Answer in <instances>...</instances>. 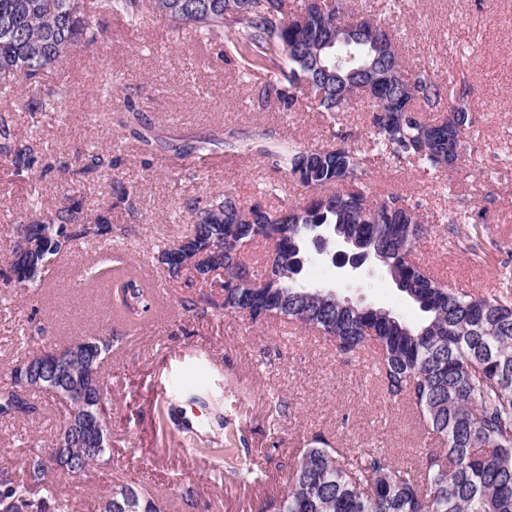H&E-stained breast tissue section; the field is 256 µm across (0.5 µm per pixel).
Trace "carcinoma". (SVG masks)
Masks as SVG:
<instances>
[{"label":"carcinoma","mask_w":512,"mask_h":512,"mask_svg":"<svg viewBox=\"0 0 512 512\" xmlns=\"http://www.w3.org/2000/svg\"><path fill=\"white\" fill-rule=\"evenodd\" d=\"M166 20L213 36L234 28L228 49L243 62L247 77L274 66L288 93L279 100L293 106L303 87L314 91L319 111L334 118L347 111L361 88H373V144L380 152L406 159L428 171L456 166L463 136L476 121L466 91L448 97V115L431 119L444 88L429 77L405 75L397 39L379 45L364 28L377 21L346 0H308L298 11L288 0H149ZM119 16L138 24L144 0H0V80H33L58 67L80 43H94L98 16ZM66 95L48 88L31 111H57ZM146 152L160 146L144 128L131 130ZM250 151L254 142H226L212 136L194 151L223 147ZM275 164L315 193L305 206L281 213L237 208L230 194L194 207L191 229L156 251L154 259L170 277L181 263L203 271L224 268L235 277L245 265L246 241H272L265 267L277 280L262 287L224 285V311L267 310L268 317L297 323L356 355L374 343L378 376L392 400L407 399L419 411L441 447L420 452L415 466H396L380 448H332L314 440L289 469L285 490L264 499L260 512H512V292L472 293L448 287L410 256L426 231L416 209L396 196L372 199L363 187L367 159L345 137L320 149L280 143L262 149ZM0 162L22 176L34 166L33 150L17 142L0 124ZM80 204L69 199L56 211H40L29 224H17L10 271L30 265L29 247L39 241L41 259L67 250L76 240L94 241L112 233L107 218L71 224ZM346 230L359 251L386 258L396 288L425 313L418 324L384 309L367 308L338 296L320 294L300 282L298 258L307 255L314 228ZM113 302L126 314L148 312L150 288L130 277L112 284ZM71 346L84 348L99 362L112 352V337L82 336ZM57 431L46 447L21 461L22 477L0 480V512H66L54 493L56 474L47 458L57 447ZM134 493L133 512H163L147 489L114 485L98 508Z\"/></svg>","instance_id":"carcinoma-1"}]
</instances>
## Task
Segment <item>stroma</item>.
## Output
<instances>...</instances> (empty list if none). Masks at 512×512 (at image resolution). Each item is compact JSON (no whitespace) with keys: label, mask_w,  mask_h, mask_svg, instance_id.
Listing matches in <instances>:
<instances>
[{"label":"stroma","mask_w":512,"mask_h":512,"mask_svg":"<svg viewBox=\"0 0 512 512\" xmlns=\"http://www.w3.org/2000/svg\"><path fill=\"white\" fill-rule=\"evenodd\" d=\"M387 25L405 48L409 71H426L444 89H469L476 121L464 156L453 171L429 172L385 157L366 167L371 198L393 195L418 207L428 232L412 261L437 273L449 287L490 291L512 274V0H399ZM225 30L200 38L190 28L146 15L137 28L100 18L97 42L73 52L61 68L38 80L17 78L0 121L30 145L37 161L20 180L0 165V270L13 246V227L31 221L32 201L45 210L75 194L74 223L105 216L120 239L80 242L64 252L40 282L0 288V386L19 357L61 347L81 336H111L104 365L112 460L83 478L59 477L56 491L70 512H97L112 485L145 487L165 512H259L264 498L284 488L298 455L320 437L337 448L384 449L397 465L416 461L438 445L409 403H391L364 356L341 354L333 340L308 331L287 335L279 323L252 322L224 312V292L193 273L169 278L156 265L158 245L194 220V207L228 193L245 207L281 210L305 202L308 192L272 159L219 151L198 159L184 146L212 135L245 136L265 144L295 142L323 148L343 135L355 148L370 142L368 101L328 118L307 95L285 108L267 90L272 72L241 76V61L225 52ZM125 88L105 97V75ZM69 89L56 112H30L26 103L45 89ZM144 107L143 121L168 144L144 153L119 123L129 106ZM96 154L99 171L75 173V157ZM133 188L121 200L118 187ZM461 207L484 218L448 231V212ZM121 259L134 275L150 272L164 300L150 309L135 336L104 312L106 295L87 278L89 268ZM320 275L303 280L338 287L341 296L392 311L414 322L421 313L385 274H363L342 287L337 269L320 262ZM199 374L210 386L213 408L203 410L195 435L161 413L173 380ZM34 412L0 420V466L17 465L32 442L49 441L65 408L46 393L29 394ZM259 466L261 482L241 484L219 465V449Z\"/></svg>","instance_id":"stroma-1"}]
</instances>
